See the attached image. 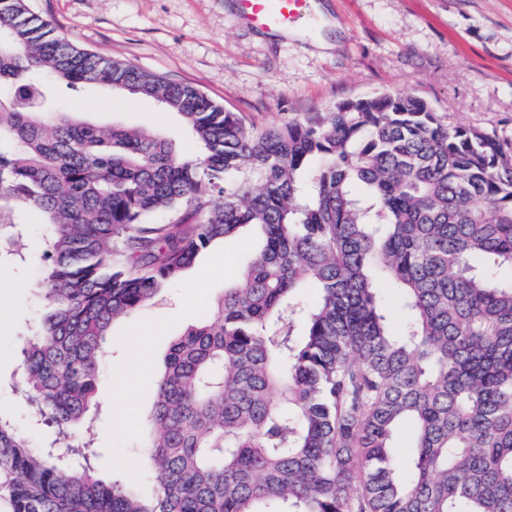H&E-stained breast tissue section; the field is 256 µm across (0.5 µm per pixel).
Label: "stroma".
<instances>
[{
    "instance_id": "obj_1",
    "label": "stroma",
    "mask_w": 512,
    "mask_h": 512,
    "mask_svg": "<svg viewBox=\"0 0 512 512\" xmlns=\"http://www.w3.org/2000/svg\"><path fill=\"white\" fill-rule=\"evenodd\" d=\"M320 14L285 36L252 28L237 0H29L73 44L193 84L258 127L382 91L428 101L448 123L512 139V0H317ZM330 48L318 47L319 39ZM63 111L100 125L158 131L186 152L199 149L181 118L156 101L93 85L65 99ZM21 200L0 195V224L22 227L24 257L0 271V414L31 442L50 436L35 424L20 390L18 353L38 327L46 301L38 286L43 237ZM256 249L252 236L211 246L180 282L143 309L116 320L99 388L92 440L105 475L145 480L138 452L155 381L136 352L150 337L161 367L171 341L209 312Z\"/></svg>"
}]
</instances>
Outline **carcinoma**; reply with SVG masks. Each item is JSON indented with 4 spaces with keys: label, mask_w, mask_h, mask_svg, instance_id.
I'll return each instance as SVG.
<instances>
[{
    "label": "carcinoma",
    "mask_w": 512,
    "mask_h": 512,
    "mask_svg": "<svg viewBox=\"0 0 512 512\" xmlns=\"http://www.w3.org/2000/svg\"><path fill=\"white\" fill-rule=\"evenodd\" d=\"M52 83L151 98L200 150L53 114ZM0 189L48 229L21 388L54 431L37 447L0 415L6 512H512V142L403 92L249 127L0 0ZM245 232L258 249L159 374L153 494L55 455L91 427L112 323Z\"/></svg>",
    "instance_id": "carcinoma-1"
}]
</instances>
